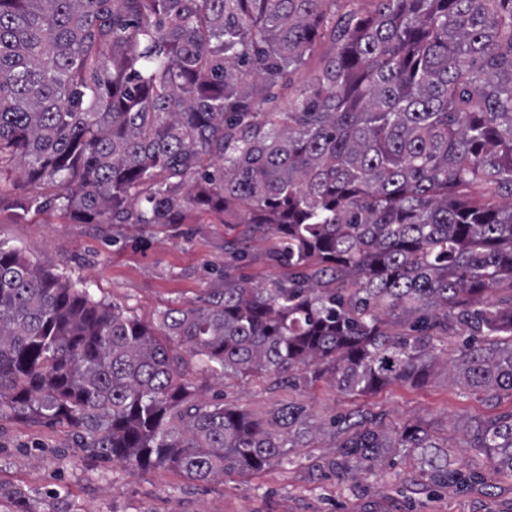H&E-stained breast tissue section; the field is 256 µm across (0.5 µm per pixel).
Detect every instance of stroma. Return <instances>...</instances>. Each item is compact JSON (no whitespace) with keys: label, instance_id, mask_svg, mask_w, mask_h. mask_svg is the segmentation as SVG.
<instances>
[{"label":"stroma","instance_id":"1","mask_svg":"<svg viewBox=\"0 0 512 512\" xmlns=\"http://www.w3.org/2000/svg\"><path fill=\"white\" fill-rule=\"evenodd\" d=\"M52 186L16 179L0 186V242L22 249L47 268L67 271L94 299L156 322L171 307L203 304L225 275L269 287L286 271L271 258L273 238L249 241L245 257L224 244V227L207 221L163 229L136 224H82L48 209L18 216L15 204ZM202 397L258 416L282 404L304 405L311 421L328 422L356 410L383 424L428 425L438 440L459 419L482 420L512 410V399L449 384L438 366L422 388L388 386L359 397L327 380L276 387L267 377L213 378L197 364L184 369ZM318 448H299L293 464L274 463L251 474L199 482L167 467L136 471L88 456L70 427L24 416L0 419V487L20 488L40 512H512V483L468 490H427L412 459L384 463L356 480L314 479Z\"/></svg>","mask_w":512,"mask_h":512}]
</instances>
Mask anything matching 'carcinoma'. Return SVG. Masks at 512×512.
Instances as JSON below:
<instances>
[{
	"instance_id": "cac0c4a2",
	"label": "carcinoma",
	"mask_w": 512,
	"mask_h": 512,
	"mask_svg": "<svg viewBox=\"0 0 512 512\" xmlns=\"http://www.w3.org/2000/svg\"><path fill=\"white\" fill-rule=\"evenodd\" d=\"M333 43L280 102L287 75ZM23 213L277 240L288 280L224 274L157 325L0 245V418L71 427L89 455L197 481L333 452L315 477L412 458L430 485L483 473L418 424L322 426L195 398L213 375L294 370L350 396L448 379L512 398V0H0V186ZM512 481V410L462 422Z\"/></svg>"
}]
</instances>
